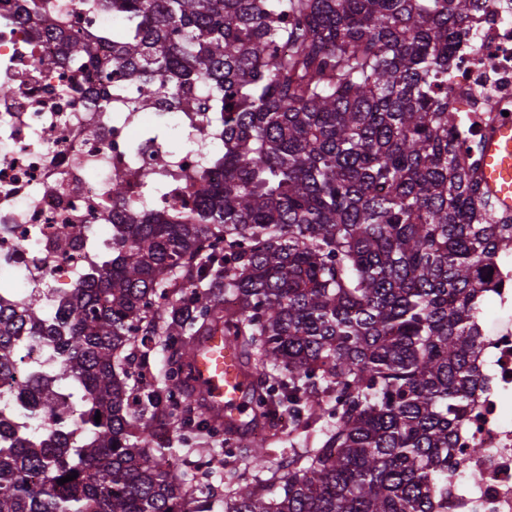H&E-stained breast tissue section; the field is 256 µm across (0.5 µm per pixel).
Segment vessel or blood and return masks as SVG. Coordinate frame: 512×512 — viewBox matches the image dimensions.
I'll return each mask as SVG.
<instances>
[{
    "label": "vessel or blood",
    "mask_w": 512,
    "mask_h": 512,
    "mask_svg": "<svg viewBox=\"0 0 512 512\" xmlns=\"http://www.w3.org/2000/svg\"><path fill=\"white\" fill-rule=\"evenodd\" d=\"M482 183L497 206L512 212V124L499 127L483 149ZM193 384L229 427H239L248 408L250 378L238 350L216 331L190 352Z\"/></svg>",
    "instance_id": "obj_1"
}]
</instances>
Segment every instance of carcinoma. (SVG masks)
Returning a JSON list of instances; mask_svg holds the SVG:
<instances>
[{
  "label": "carcinoma",
  "instance_id": "1",
  "mask_svg": "<svg viewBox=\"0 0 512 512\" xmlns=\"http://www.w3.org/2000/svg\"><path fill=\"white\" fill-rule=\"evenodd\" d=\"M477 2L98 0L123 20L106 59L55 30L61 62L213 113L224 181L190 175L193 208L147 215L116 176L112 257L52 316L0 299V373L31 341L51 354L24 409L0 402V512H213L210 472L156 434L175 415L244 449L224 512L447 505L484 273L512 254V217L451 137V50ZM218 327L253 378V423L286 414L300 443L320 425L286 469L189 390L191 339ZM159 343L162 389L147 381Z\"/></svg>",
  "mask_w": 512,
  "mask_h": 512
}]
</instances>
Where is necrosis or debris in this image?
Returning <instances> with one entry per match:
<instances>
[{"mask_svg": "<svg viewBox=\"0 0 512 512\" xmlns=\"http://www.w3.org/2000/svg\"><path fill=\"white\" fill-rule=\"evenodd\" d=\"M27 0L0 9V282L16 294L47 287L51 298L84 280L112 242V197L117 173L127 176L126 199L146 211H167L191 192L181 170L203 163L222 143L206 112L188 114L136 101L92 67L57 62L45 36L52 24L93 36L112 16L88 0H57L54 21L24 17ZM470 35L452 58L448 107L465 144H481L512 113V0H486L470 19ZM81 85L82 94L70 92ZM111 94L112 109L97 99ZM162 129L159 137L137 127ZM148 168L146 183L132 176ZM67 224L91 225L86 238L65 241ZM483 295L498 311L484 327L475 359L482 379L458 432L466 455L448 479L447 512H512V260L499 259Z\"/></svg>", "mask_w": 512, "mask_h": 512, "instance_id": "obj_1", "label": "necrosis or debris"}]
</instances>
